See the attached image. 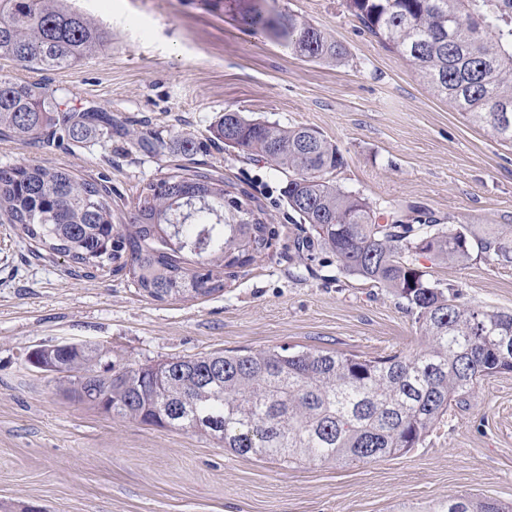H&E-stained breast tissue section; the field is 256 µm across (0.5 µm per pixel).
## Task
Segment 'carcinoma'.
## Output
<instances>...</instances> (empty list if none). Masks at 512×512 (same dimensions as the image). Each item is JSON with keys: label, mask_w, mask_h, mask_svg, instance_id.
Segmentation results:
<instances>
[{"label": "carcinoma", "mask_w": 512, "mask_h": 512, "mask_svg": "<svg viewBox=\"0 0 512 512\" xmlns=\"http://www.w3.org/2000/svg\"><path fill=\"white\" fill-rule=\"evenodd\" d=\"M386 48L399 53L456 111L512 144V0H346ZM250 24L297 57L335 63L345 50L328 32L268 0ZM102 27L63 0H0V59L42 72L97 56ZM247 156L287 176L283 195L342 270L391 290L414 316L426 345L410 355L366 359L343 352L283 348L176 358L104 376L87 369L93 350H38L39 363L62 361L75 393L107 414L161 428L204 432L238 455L283 463L372 461L416 447L485 376L512 371V313L463 306L432 285L414 256L463 263L500 254L495 232L405 224L383 218L329 175L338 147L306 126L226 112L213 130ZM0 135L29 146H92L112 137V113L72 108L43 83L0 76ZM112 184L33 163L0 166V223L14 224L38 256L78 269L128 271L155 301L224 289V270L251 264L272 246L264 212L224 177L180 168L143 186L124 224L114 223ZM448 512H509L468 494Z\"/></svg>", "instance_id": "obj_1"}]
</instances>
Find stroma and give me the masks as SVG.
Wrapping results in <instances>:
<instances>
[{
    "instance_id": "stroma-1",
    "label": "stroma",
    "mask_w": 512,
    "mask_h": 512,
    "mask_svg": "<svg viewBox=\"0 0 512 512\" xmlns=\"http://www.w3.org/2000/svg\"><path fill=\"white\" fill-rule=\"evenodd\" d=\"M108 39L101 54L45 73L0 60V74L96 103L112 139L46 153L0 137V164L106 173L129 209L140 189L181 165L218 171L263 205L276 244L208 296L156 301L126 273L75 274L40 258L0 224V512H444L473 494L512 505V372L482 379L416 448L350 464H283L240 456L210 436L104 413L31 366L28 352L58 344L95 349L119 373L214 352L321 349L406 355L425 344L391 290L341 272L334 253L299 249L307 225L288 206L286 180L263 160L215 145L227 111L308 126L336 144L334 174L377 213L491 229L512 241V146L434 96L383 47L344 0H276L324 29L346 54L307 61L244 18L253 0H73ZM161 143L142 146L140 132ZM193 136L201 150L177 153ZM418 265L460 304L512 312V248L497 260Z\"/></svg>"
}]
</instances>
